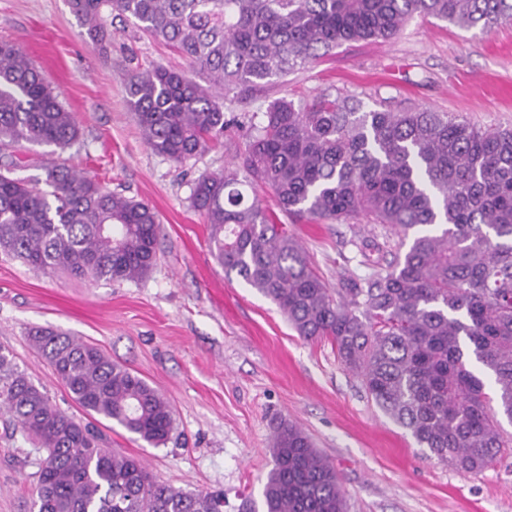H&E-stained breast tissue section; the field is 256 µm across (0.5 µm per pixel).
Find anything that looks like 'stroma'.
<instances>
[{"instance_id":"stroma-1","label":"stroma","mask_w":512,"mask_h":512,"mask_svg":"<svg viewBox=\"0 0 512 512\" xmlns=\"http://www.w3.org/2000/svg\"><path fill=\"white\" fill-rule=\"evenodd\" d=\"M101 56L81 35L68 0H0V39L20 43L62 93L81 129L57 152L66 166L148 202L161 233L144 278L88 282L45 274L0 254V348L67 414H87L28 339L51 328L100 347L172 406L175 429L151 447L121 426L98 428L115 453L140 459L161 483L219 491L224 512L260 500L273 466L270 441L282 421L298 425L335 468L347 512H512V448L477 475L431 456L377 407L329 341L298 336L276 306L209 249V226L190 204L199 172L220 170L240 141L241 122L278 97L312 103L321 93L355 96L366 108L426 107L479 126H512V21L480 36L414 16L391 38L349 43L244 101H225L224 141L183 164L154 153L127 106L128 69L185 62L163 42L114 19ZM287 230L329 288L367 273L356 248L367 224L300 223ZM39 456L0 410V512H29Z\"/></svg>"}]
</instances>
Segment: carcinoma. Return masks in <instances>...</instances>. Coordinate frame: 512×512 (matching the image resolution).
<instances>
[{
	"instance_id": "1",
	"label": "carcinoma",
	"mask_w": 512,
	"mask_h": 512,
	"mask_svg": "<svg viewBox=\"0 0 512 512\" xmlns=\"http://www.w3.org/2000/svg\"><path fill=\"white\" fill-rule=\"evenodd\" d=\"M107 55L112 16L132 19L189 65L128 74V109L154 152L183 163L224 139V102L241 100L345 42L391 38L424 15L473 35L512 20V0H69ZM80 140L74 113L24 48L0 40V252L93 282L135 280L156 262L154 209L54 160L50 190L14 176L28 144ZM275 209L268 208L262 195ZM211 253L271 301L297 334L326 338L375 404L439 461L479 474L512 448V128L447 112L365 109L324 93L306 108L269 102L235 161L193 181ZM293 220L375 224L362 243L371 273L333 294ZM74 400L144 443L170 439L169 402L99 348L50 328L29 331ZM494 384L485 391V378ZM0 404L42 451L30 512H224V496L156 482L141 460L102 446L0 349ZM263 512H345L335 469L306 434L280 423Z\"/></svg>"
}]
</instances>
